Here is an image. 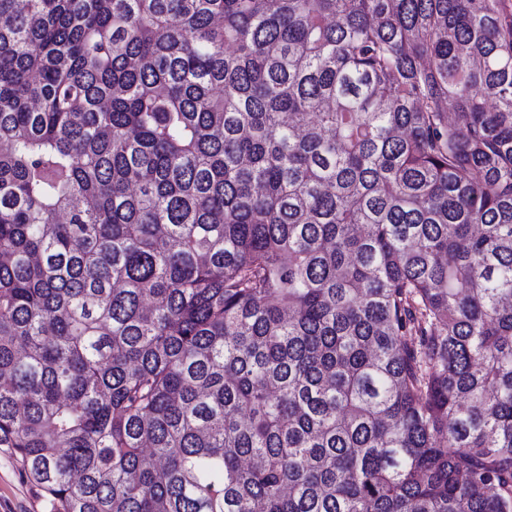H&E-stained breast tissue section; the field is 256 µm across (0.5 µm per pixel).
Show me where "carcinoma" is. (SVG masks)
Listing matches in <instances>:
<instances>
[{
	"instance_id": "cac0c4a2",
	"label": "carcinoma",
	"mask_w": 512,
	"mask_h": 512,
	"mask_svg": "<svg viewBox=\"0 0 512 512\" xmlns=\"http://www.w3.org/2000/svg\"><path fill=\"white\" fill-rule=\"evenodd\" d=\"M0 144L49 512H512V0H0Z\"/></svg>"
}]
</instances>
